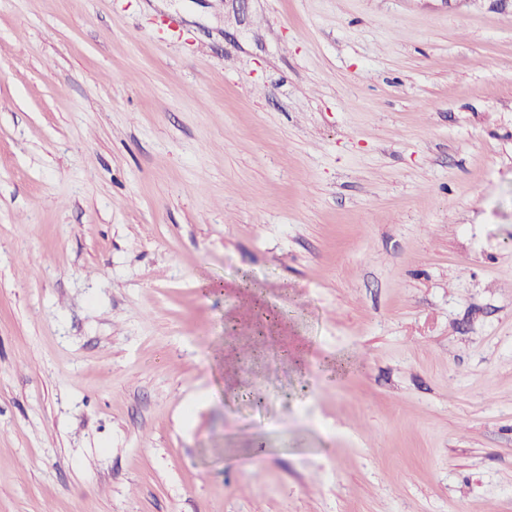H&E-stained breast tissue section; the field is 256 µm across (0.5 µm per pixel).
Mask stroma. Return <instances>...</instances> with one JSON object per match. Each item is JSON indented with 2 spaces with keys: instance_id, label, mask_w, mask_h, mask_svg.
I'll return each instance as SVG.
<instances>
[{
  "instance_id": "35a3bbf8",
  "label": "stroma",
  "mask_w": 512,
  "mask_h": 512,
  "mask_svg": "<svg viewBox=\"0 0 512 512\" xmlns=\"http://www.w3.org/2000/svg\"><path fill=\"white\" fill-rule=\"evenodd\" d=\"M0 512H512V0H0Z\"/></svg>"
}]
</instances>
